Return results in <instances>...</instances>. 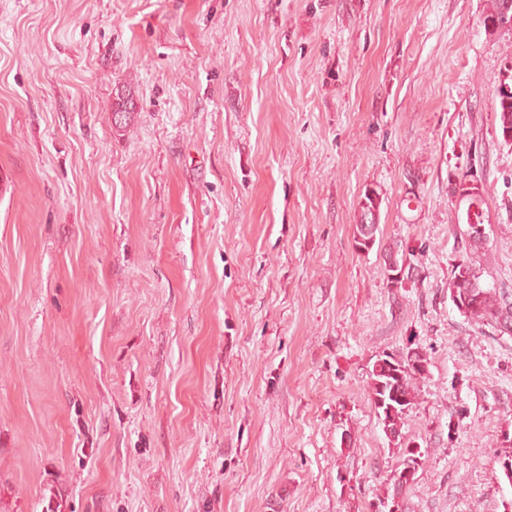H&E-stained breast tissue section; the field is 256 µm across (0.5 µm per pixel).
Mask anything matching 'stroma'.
<instances>
[{
	"mask_svg": "<svg viewBox=\"0 0 512 512\" xmlns=\"http://www.w3.org/2000/svg\"><path fill=\"white\" fill-rule=\"evenodd\" d=\"M491 10L0 0V512H371L411 450L406 512H512V336L448 288L512 293ZM413 352L392 438L370 370ZM374 193V192H372ZM372 193L365 192L364 198L361 201V210H362V223L357 224L356 226V234L359 233L363 238H366L364 231H363V221L366 219H369L370 216V226L373 228L372 233L370 235V238H372V244L368 246L364 240H359L357 236L355 237V246L358 245V247H364L365 251H370L374 248L377 242V234L380 231L379 224H377L376 221V211H379L381 202L379 201L378 197L375 195L373 196Z\"/></svg>",
	"mask_w": 512,
	"mask_h": 512,
	"instance_id": "stroma-1",
	"label": "stroma"
}]
</instances>
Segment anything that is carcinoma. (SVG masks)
Wrapping results in <instances>:
<instances>
[{"label":"carcinoma","instance_id":"1","mask_svg":"<svg viewBox=\"0 0 512 512\" xmlns=\"http://www.w3.org/2000/svg\"><path fill=\"white\" fill-rule=\"evenodd\" d=\"M499 127L504 140H512V85L499 87L496 93ZM136 106L130 95L117 97L112 104V112L118 114L120 121L131 120ZM381 201L367 192L361 201L362 217L370 219L372 242H377L380 231L376 221V211ZM474 270L470 260L451 269V299L456 308L467 318L478 321L500 333H512V294L506 295L494 288H485L478 301L471 298V289L464 273ZM426 359L414 354L405 359H396L389 354L378 358L372 366L371 397L374 407L382 421L385 432L396 437L403 425L404 412L413 404L415 397L414 380L423 376Z\"/></svg>","mask_w":512,"mask_h":512}]
</instances>
